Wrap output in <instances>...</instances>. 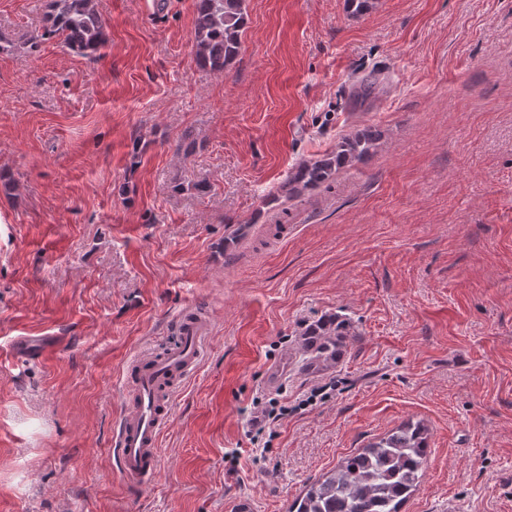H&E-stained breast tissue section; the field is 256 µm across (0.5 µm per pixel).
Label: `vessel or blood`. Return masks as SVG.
<instances>
[{
    "instance_id": "b4317fda",
    "label": "vessel or blood",
    "mask_w": 512,
    "mask_h": 512,
    "mask_svg": "<svg viewBox=\"0 0 512 512\" xmlns=\"http://www.w3.org/2000/svg\"><path fill=\"white\" fill-rule=\"evenodd\" d=\"M181 321L177 336L134 356L126 367V400L115 422L113 447L115 472L132 489L141 488L155 474L174 398L202 362L209 318L188 310Z\"/></svg>"
}]
</instances>
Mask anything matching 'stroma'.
Here are the masks:
<instances>
[{"mask_svg":"<svg viewBox=\"0 0 512 512\" xmlns=\"http://www.w3.org/2000/svg\"><path fill=\"white\" fill-rule=\"evenodd\" d=\"M49 5L0 0V512H289L408 423L429 462L401 512H512V0H246L222 72L192 61L194 0H95L94 60L33 42ZM366 126L372 156L285 200L267 241L265 197ZM189 308L209 343L130 490L125 364ZM336 313L344 355L302 371L301 332ZM272 398L290 411L256 457L248 409Z\"/></svg>","mask_w":512,"mask_h":512,"instance_id":"stroma-1","label":"stroma"}]
</instances>
